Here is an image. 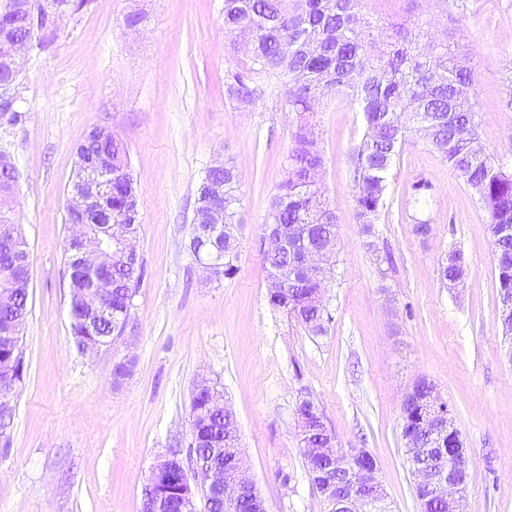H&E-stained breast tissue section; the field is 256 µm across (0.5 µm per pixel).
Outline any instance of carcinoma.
<instances>
[{"label": "carcinoma", "instance_id": "carcinoma-1", "mask_svg": "<svg viewBox=\"0 0 512 512\" xmlns=\"http://www.w3.org/2000/svg\"><path fill=\"white\" fill-rule=\"evenodd\" d=\"M84 0H30L29 8L40 20L37 46L54 37L59 23L81 9ZM224 29L230 44L246 49L249 65L227 70L225 92L240 105L259 98L252 74L257 71L277 77L294 112H311V100L346 98L363 114L364 136L352 157L353 197L360 223H375L386 206L387 176L395 156L410 133L429 141L442 158L466 181L490 219L489 234L499 289L512 290V170L474 150L476 110L472 89L474 72L448 55V45L431 43L421 23L394 24L380 48L373 41L380 20L363 10L362 0H224ZM322 159L314 127L301 123L288 152L285 177L271 199L268 220L289 229L293 224H320L328 238L336 239V215L316 186L302 187L307 166ZM237 174L232 167L204 170L197 195L211 184H224V275L235 270L240 223L236 193ZM140 203L129 169L112 183V220L138 232ZM267 279L289 275L293 256L263 259ZM447 285L466 275L459 250L448 252L440 266ZM142 278L139 260L112 267V315L121 317ZM11 288L13 314L28 312L29 288H16L12 262L0 254V289ZM307 289L295 296L269 297L272 306L288 313L300 311L299 322L314 335L331 321L328 307L306 299ZM224 395L216 387L192 394V432L198 453L224 454ZM404 449L419 444V431L412 417L402 419Z\"/></svg>", "mask_w": 512, "mask_h": 512}]
</instances>
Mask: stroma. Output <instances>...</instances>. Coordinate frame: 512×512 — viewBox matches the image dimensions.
<instances>
[{"label":"stroma","mask_w":512,"mask_h":512,"mask_svg":"<svg viewBox=\"0 0 512 512\" xmlns=\"http://www.w3.org/2000/svg\"><path fill=\"white\" fill-rule=\"evenodd\" d=\"M375 17L410 18L466 56L476 77L479 142L512 167V0H365ZM141 12L139 28L125 24ZM224 31V0H86L54 40L23 54L21 122L0 121V149L19 181L12 203L32 276L24 375L0 437V512H141L161 456L188 460L190 401L217 383L236 416L243 459L267 512H325L313 488L296 407L318 401L345 448L375 457L389 512H420L403 451L401 402L419 378L437 387L468 448L464 512H512V337L499 321L489 216L425 140L408 135L388 175V209L360 224L351 154L361 115L343 100L314 113L320 182L337 217L333 320L309 333L268 302L259 239L301 121L275 76L241 107L224 74L241 63ZM96 127L126 150L142 200L143 265L132 342L79 352L70 330L64 246L74 151ZM237 172L243 222L232 275L208 278L186 243L204 169ZM429 184L426 205L414 186ZM430 223L420 237L415 219ZM468 275L440 276L449 250ZM133 359L129 377L113 369ZM289 483H282V475Z\"/></svg>","instance_id":"stroma-1"}]
</instances>
